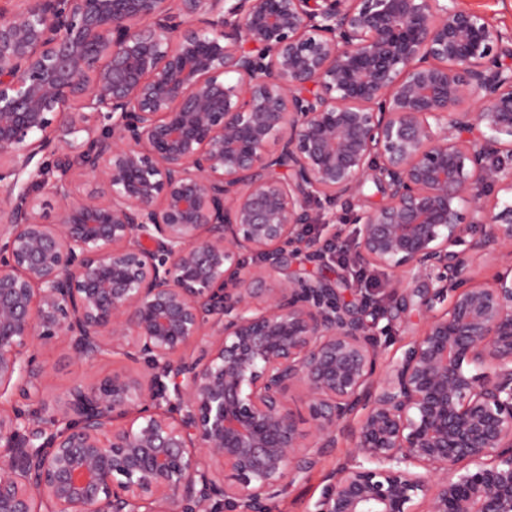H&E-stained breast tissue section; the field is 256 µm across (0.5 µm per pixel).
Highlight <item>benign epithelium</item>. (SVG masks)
Returning <instances> with one entry per match:
<instances>
[{
    "label": "benign epithelium",
    "mask_w": 512,
    "mask_h": 512,
    "mask_svg": "<svg viewBox=\"0 0 512 512\" xmlns=\"http://www.w3.org/2000/svg\"><path fill=\"white\" fill-rule=\"evenodd\" d=\"M503 55L512 31L457 0L1 11L0 512H270L344 434L314 512H512V279L470 282L456 250L477 227L512 249ZM368 182L360 257L432 284L383 375L378 303L288 274L336 221L312 207ZM53 340L148 374L52 406Z\"/></svg>",
    "instance_id": "obj_1"
}]
</instances>
